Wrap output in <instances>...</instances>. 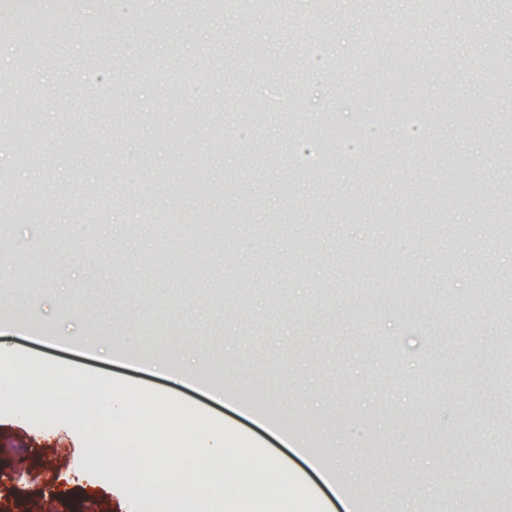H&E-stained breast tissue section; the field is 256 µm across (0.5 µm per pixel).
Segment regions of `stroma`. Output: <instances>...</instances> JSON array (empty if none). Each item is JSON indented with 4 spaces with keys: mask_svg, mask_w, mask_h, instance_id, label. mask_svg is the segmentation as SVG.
Returning <instances> with one entry per match:
<instances>
[{
    "mask_svg": "<svg viewBox=\"0 0 512 512\" xmlns=\"http://www.w3.org/2000/svg\"><path fill=\"white\" fill-rule=\"evenodd\" d=\"M500 0L422 19L413 0H371L368 28L353 0H286L250 7L230 0H162L117 45L89 48L76 28L38 66L0 33V196L40 207L4 223L15 246L0 254V352L18 369L57 380L63 369L122 380L182 400L249 436L278 458L292 481L331 504L326 469L342 466L365 512H456L457 486L481 512L484 486L512 495L491 456L512 455V314L499 286L512 271V235L496 222L512 209V89L500 72L512 52V16ZM113 29L134 4L41 0ZM334 29L333 69L303 56L308 11ZM417 74L408 108L433 122L410 140L394 119L377 128L363 114L388 110L389 60ZM112 73L107 99L89 103L83 77ZM184 85V97L159 94ZM303 94L254 114L255 99L292 84ZM204 107L193 132L161 140L189 104ZM31 112L36 145L28 166H11L15 112ZM472 116L456 127V113ZM261 150L241 167L234 127ZM336 131L332 167L293 165L296 143ZM423 140V141H424ZM195 147L210 159L212 190L190 187L195 168H168ZM463 175L470 192L432 225L433 194ZM238 212L221 248L194 249L185 279L175 237L202 236L214 215ZM282 221L262 239L250 227ZM390 217L376 223L377 213ZM391 239L392 251L382 247ZM167 252L164 265L154 257ZM480 254V266L470 262ZM252 265L256 284L238 280ZM495 299L469 301L486 282ZM25 383L0 389V512H224L254 490L252 474L206 462L208 487L150 482L138 460L108 467L109 445L92 422L104 393L64 392L55 415ZM320 451L326 469L312 465Z\"/></svg>",
    "mask_w": 512,
    "mask_h": 512,
    "instance_id": "1",
    "label": "stroma"
}]
</instances>
